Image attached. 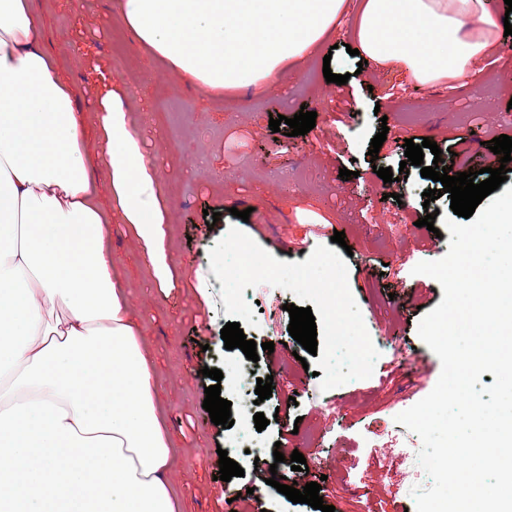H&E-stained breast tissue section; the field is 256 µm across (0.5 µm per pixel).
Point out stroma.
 <instances>
[{"label": "stroma", "instance_id": "1", "mask_svg": "<svg viewBox=\"0 0 512 512\" xmlns=\"http://www.w3.org/2000/svg\"><path fill=\"white\" fill-rule=\"evenodd\" d=\"M359 2L347 0L348 20L326 33L307 58L287 62L280 82L209 98L193 86L171 89L166 61L138 43L115 0H33L46 48L58 54L80 91L100 202L108 203L111 195L94 134V102L105 75L121 82L129 118L141 131L166 199L174 287H156L130 225L113 220L110 236L112 272L152 363L156 403L173 448L169 478L179 512H225L226 500L239 492L249 495L239 504L241 512H314L266 484L273 472L301 488L320 482L323 502L335 512H410L415 506L411 490L420 480L412 461L399 458L391 433L397 415L427 396L441 374L417 325L441 302L443 290L413 268L447 253L450 233L442 218L451 212V199L441 182L422 177L421 166H410L406 180L392 183L376 170L399 169L406 140L419 144L426 138L437 143L444 161H451V142L460 137L470 167L502 165L486 143L512 137V35L481 62L470 83L423 87L400 69L347 53L357 43L350 17ZM327 59L348 75L346 84L326 82ZM302 110L317 114L307 134L290 136L288 124L270 130V117L288 119ZM379 132L386 140L373 158L368 149ZM343 168L352 178L341 180ZM428 189L440 190V198L425 202ZM429 208L440 217L427 229L417 221ZM237 209L249 211V219L234 217ZM210 212L220 215L212 227ZM233 227L286 262L305 261L316 247L330 245L335 231H344L352 248L345 259L348 286L371 342L405 344L427 360L428 369L416 375L385 352L371 377L321 390L315 356L295 358L301 346L288 332L287 311L293 293L258 285L255 318L267 329L260 334L247 326L243 332L274 345L262 370L274 389L258 405L268 421L261 433L267 451L256 459L229 449L244 474L224 482L216 477L217 447L226 431L202 407L212 383L202 370L241 357L224 347L220 331L228 318L221 283L210 270L212 247ZM200 279L206 284L202 293L195 286ZM276 448L287 456L302 453L307 471L275 463Z\"/></svg>", "mask_w": 512, "mask_h": 512}]
</instances>
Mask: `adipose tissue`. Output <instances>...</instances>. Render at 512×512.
I'll return each instance as SVG.
<instances>
[{"label": "adipose tissue", "mask_w": 512, "mask_h": 512, "mask_svg": "<svg viewBox=\"0 0 512 512\" xmlns=\"http://www.w3.org/2000/svg\"><path fill=\"white\" fill-rule=\"evenodd\" d=\"M171 86L278 82L342 19L344 0H117ZM362 53L420 85L473 78L498 41L488 0H365ZM77 92L45 50L32 0H0V512H177L151 364L112 275L113 215L131 224L158 287L161 189L121 94L95 101L115 214L88 173Z\"/></svg>", "instance_id": "ef3b65f1"}]
</instances>
